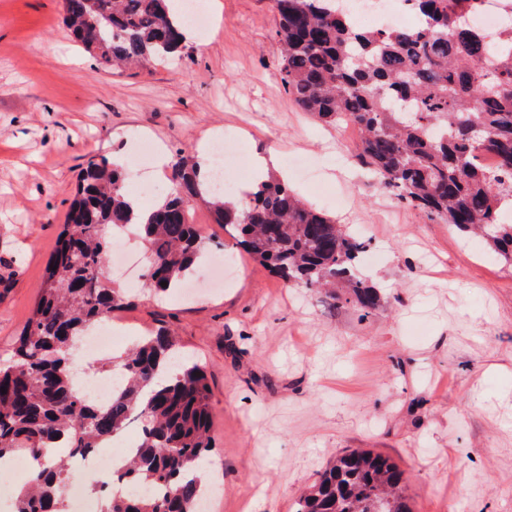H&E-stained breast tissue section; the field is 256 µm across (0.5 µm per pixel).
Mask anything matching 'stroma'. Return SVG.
I'll use <instances>...</instances> for the list:
<instances>
[{"label": "stroma", "instance_id": "1", "mask_svg": "<svg viewBox=\"0 0 512 512\" xmlns=\"http://www.w3.org/2000/svg\"><path fill=\"white\" fill-rule=\"evenodd\" d=\"M184 55L113 71L69 38L61 0H0V358L32 317L87 159L133 140L177 158L234 134L231 191L255 154L276 150L289 188L367 249L381 300L286 285L240 254L208 210L189 219L206 253L234 257L220 290L133 294L134 329L171 330L211 390L209 512H293L334 457L388 456L412 512H512V264L398 201L354 159L355 126H329L281 83L273 0H204Z\"/></svg>", "mask_w": 512, "mask_h": 512}]
</instances>
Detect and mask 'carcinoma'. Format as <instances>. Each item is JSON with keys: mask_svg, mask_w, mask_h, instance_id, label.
Instances as JSON below:
<instances>
[{"mask_svg": "<svg viewBox=\"0 0 512 512\" xmlns=\"http://www.w3.org/2000/svg\"><path fill=\"white\" fill-rule=\"evenodd\" d=\"M471 0H414L423 28L356 26L337 0H274L282 45L279 72L301 110L360 133L359 159L401 202L476 236L512 262V28L495 39L467 22ZM72 40L98 60L144 69L187 49L185 22L169 0H62ZM492 153L488 171L479 157ZM125 175L104 158L80 168L64 230L46 265L40 298L0 366V456L38 461L13 512H60L73 482L67 457L100 448L134 428L138 441L120 474L100 483L109 512H197L202 464L212 448L210 389L190 358L157 381L178 348L165 330L143 337L114 366L112 400L76 389L70 350L85 331L132 305L104 269L114 231L136 226L149 252L144 286L181 287L206 242L189 220L195 199L245 254L287 285L320 292L340 283L367 316L376 288L358 273L364 243L336 220L270 177L241 209L201 188L185 152L172 188L138 224ZM167 286H161V283ZM407 478L390 458L353 450L334 462L296 502L295 512H410Z\"/></svg>", "mask_w": 512, "mask_h": 512, "instance_id": "cac0c4a2", "label": "carcinoma"}]
</instances>
